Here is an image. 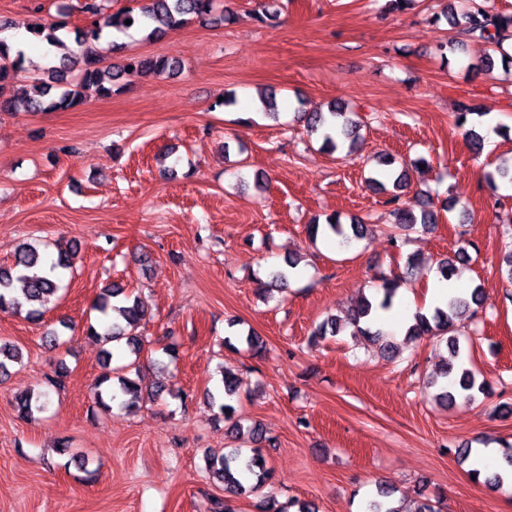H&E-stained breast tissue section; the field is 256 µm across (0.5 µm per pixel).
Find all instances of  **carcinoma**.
I'll return each instance as SVG.
<instances>
[{"instance_id": "cac0c4a2", "label": "carcinoma", "mask_w": 512, "mask_h": 512, "mask_svg": "<svg viewBox=\"0 0 512 512\" xmlns=\"http://www.w3.org/2000/svg\"><path fill=\"white\" fill-rule=\"evenodd\" d=\"M89 14L88 22L74 31V41L82 48L88 44L99 41L107 29L118 31L127 30L129 26L125 21L132 20L147 31L146 38L160 37L170 30L177 29L189 21L196 19L206 24L228 23L233 15L223 13L215 14L214 0H145L139 11L132 8H123L115 13L104 15L101 13L96 0H90L84 6ZM257 19L263 25L273 28L277 26V13L270 10L268 0H257L255 9ZM445 19L451 21L458 28V35L465 39L483 41L490 45L491 51H503V43L512 39V15H490L486 13L477 0H465L461 9L449 7L444 12ZM23 54L21 51H12L11 47L0 40V112H9L15 107V99L4 96L5 88L12 84L14 75L22 68ZM82 65V83L93 87L101 97L108 98L119 87L122 77L131 73H162L172 75L181 69L179 62L167 57L131 56L124 63L112 68H103L99 60L88 54L83 59H69L60 63V66L49 71L48 80L33 88V96L27 98L29 107L34 112H50L71 109L82 103V95L75 89L65 90L59 94L54 89L64 83L69 70ZM298 118L314 131H322L323 146L331 151H338L351 142L362 127V119L358 113L351 112L346 106L333 102L328 112H301ZM370 186L389 193L387 204L392 206L390 216L393 224L390 225L393 243L400 242L403 237L417 230V228L430 229L439 222L438 215L420 205L413 207L401 202L402 192L409 183V173L406 168L393 174L392 189H387L384 182L369 177ZM332 233L338 244L348 248L353 243L365 239L370 229L360 220H353L343 224L340 220L327 219L326 225L310 224L307 233L316 238L321 228ZM77 248L70 245L59 248L57 256L51 259L48 270L39 275L32 269L40 266L47 254L35 243L25 242L18 245L13 254L12 263L0 266V312L26 314L30 320H38L50 309V305L59 300L58 293L63 281L73 276L74 258ZM376 296L362 297L359 303L347 315V325L331 317L319 324L311 333L312 340L336 336L346 327L353 329V334L365 336L372 341L380 343L381 353L387 357L392 356L397 349L393 343L386 341L377 331L371 330L372 317L380 310L387 311L392 308L393 300L397 295L400 282L381 273L376 276ZM481 288H474L467 298L454 297L448 301L445 308H435L432 313L416 312L413 322L409 325L407 336L415 339L424 337H438L444 340L449 351V360L441 376L449 379L455 391L442 387L436 394V399L451 404L455 401V394L459 393L469 399L474 393L484 394L488 391L486 383L477 381L475 372L466 366L464 347L458 336L454 335L455 321L467 309L480 305ZM92 310L96 313V323L87 327V336L104 345L113 342H125L135 357H140L143 351V340L135 334L137 325L146 316L145 304L133 291L119 283H111L101 289L95 300ZM21 351L10 344L0 343V375L7 374L8 366L19 361ZM129 363L121 368L102 375L94 384L93 396L95 406L102 411L112 410V403L127 412L141 408L144 399L154 400L161 396L163 389L143 395L138 380L130 377ZM65 371L61 370L52 376H46L39 383L40 389L24 397L17 403L18 417L27 420L34 413L43 411L49 403L48 388L62 386ZM223 392L214 395L207 393V400L211 407L216 409L219 419L229 420L234 416L235 408L231 405L232 399L237 396L239 378L237 374L226 370L222 377ZM230 433L239 439L248 436L250 442L259 444L271 442V438L252 427L247 430L235 423ZM207 468L212 478L224 486L225 497L251 496L264 486L271 484L273 470L267 466V461L261 448L250 449V454L243 452L238 446L224 453H213L207 457ZM394 490L388 486L380 485L373 500L368 504V512H403L392 502ZM296 504L290 502L286 506L271 495L262 498L257 503L259 512H289V508ZM298 512H315V508L308 502L297 504Z\"/></svg>"}]
</instances>
